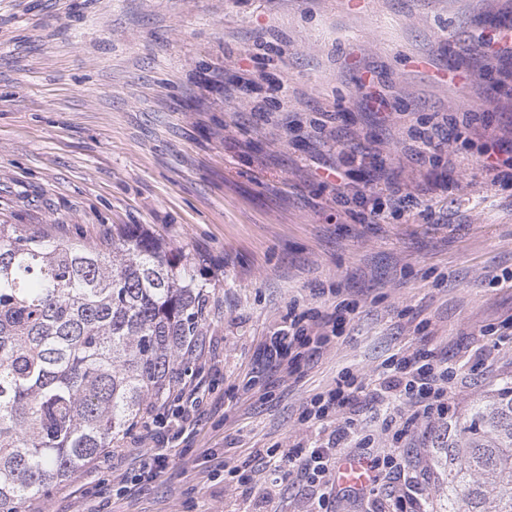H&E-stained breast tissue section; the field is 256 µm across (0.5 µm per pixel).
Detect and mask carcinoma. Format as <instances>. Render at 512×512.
Returning a JSON list of instances; mask_svg holds the SVG:
<instances>
[{
  "label": "carcinoma",
  "instance_id": "1",
  "mask_svg": "<svg viewBox=\"0 0 512 512\" xmlns=\"http://www.w3.org/2000/svg\"><path fill=\"white\" fill-rule=\"evenodd\" d=\"M206 286L126 224L87 244L0 224V512L114 448L200 335ZM444 512H512V377L434 436Z\"/></svg>",
  "mask_w": 512,
  "mask_h": 512
}]
</instances>
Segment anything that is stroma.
I'll list each match as a JSON object with an SVG mask.
<instances>
[{
	"instance_id": "stroma-1",
	"label": "stroma",
	"mask_w": 512,
	"mask_h": 512,
	"mask_svg": "<svg viewBox=\"0 0 512 512\" xmlns=\"http://www.w3.org/2000/svg\"><path fill=\"white\" fill-rule=\"evenodd\" d=\"M511 30L512 0H0V224L89 244L136 224L208 291L175 367L201 401L168 469L123 491L152 445L136 428L41 494L46 512H80L88 481L108 512H315L296 476L275 487L259 467L244 490L224 469L328 437L301 413L338 373L372 385L393 354L433 355L459 377L455 413L512 375V281H493L512 271V180L490 184L480 155L512 151V56L484 53ZM351 153L346 182L383 198L387 171L418 207L367 224L336 203L322 166ZM338 297L356 312L332 345L273 368L264 345L292 307ZM413 412L367 391L341 415L371 449L399 447L414 512H439L447 421ZM379 482L329 512H392L405 484Z\"/></svg>"
}]
</instances>
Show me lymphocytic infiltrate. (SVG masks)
<instances>
[{
    "mask_svg": "<svg viewBox=\"0 0 512 512\" xmlns=\"http://www.w3.org/2000/svg\"><path fill=\"white\" fill-rule=\"evenodd\" d=\"M355 307L347 300H340L333 313H322L309 308L290 312L287 326L281 327L268 339L266 351L269 359L283 366H291L300 356L311 357L326 349L338 334L347 316L354 314ZM456 376L446 362L421 353L396 354L384 365L383 379L376 393L390 401L406 399L415 407L418 418L432 419L448 413L449 395ZM366 386L357 376L340 375L334 386L316 394L302 413L303 420H324L336 415L349 404ZM193 413L192 408H179L165 421V435L159 436L158 447L148 449L135 476L137 483L145 484L165 469L169 462L166 449L171 435L181 434ZM355 435L353 421H346L334 429L326 442L311 448H295L287 454H278L272 448H255L248 454L242 466L230 468L228 475L238 486L250 482L249 469L253 465L268 468H288L289 472L303 475L315 488L319 501H327L334 486L329 483L331 472L337 467L344 444Z\"/></svg>",
    "mask_w": 512,
    "mask_h": 512,
    "instance_id": "obj_1",
    "label": "lymphocytic infiltrate"
}]
</instances>
